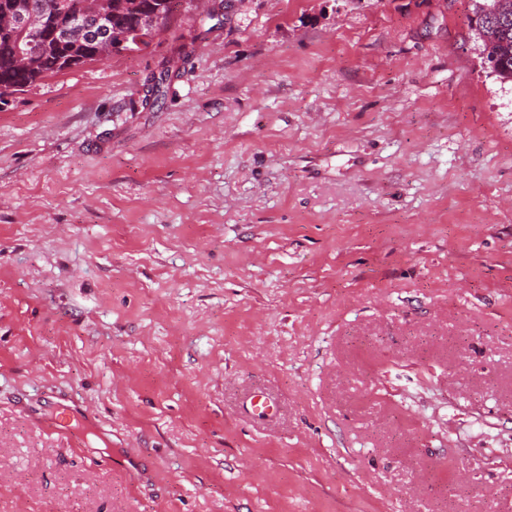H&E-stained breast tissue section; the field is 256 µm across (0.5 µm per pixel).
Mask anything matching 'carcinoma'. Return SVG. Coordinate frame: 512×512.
Here are the masks:
<instances>
[{"label":"carcinoma","mask_w":512,"mask_h":512,"mask_svg":"<svg viewBox=\"0 0 512 512\" xmlns=\"http://www.w3.org/2000/svg\"><path fill=\"white\" fill-rule=\"evenodd\" d=\"M181 0H106L110 22L123 30L135 29L140 20L159 12L167 24ZM80 0H0V12H19L37 18L54 15L60 32L46 31L40 49L28 67L15 61L17 48L27 34L22 29L0 35V101L39 79L67 69V62L85 64L112 55L105 40H91L81 29L70 26V14ZM471 29L491 73L503 84L512 83V0H474Z\"/></svg>","instance_id":"cac0c4a2"}]
</instances>
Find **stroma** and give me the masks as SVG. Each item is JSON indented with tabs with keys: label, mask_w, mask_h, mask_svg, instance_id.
Here are the masks:
<instances>
[{
	"label": "stroma",
	"mask_w": 512,
	"mask_h": 512,
	"mask_svg": "<svg viewBox=\"0 0 512 512\" xmlns=\"http://www.w3.org/2000/svg\"><path fill=\"white\" fill-rule=\"evenodd\" d=\"M472 11L210 0L0 103V512H512Z\"/></svg>",
	"instance_id": "35a3bbf8"
}]
</instances>
